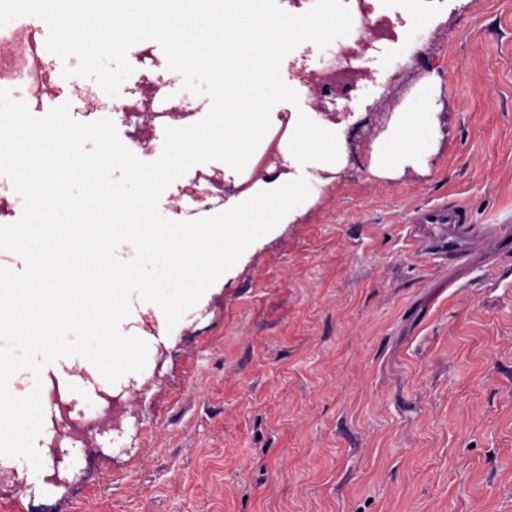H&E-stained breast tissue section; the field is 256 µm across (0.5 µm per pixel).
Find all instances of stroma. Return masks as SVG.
<instances>
[{"label":"stroma","mask_w":512,"mask_h":512,"mask_svg":"<svg viewBox=\"0 0 512 512\" xmlns=\"http://www.w3.org/2000/svg\"><path fill=\"white\" fill-rule=\"evenodd\" d=\"M398 37L368 50L347 127L371 124L377 67L408 37L400 6L371 0ZM438 23L421 52L439 137L427 161L372 175V145L330 175L318 202L277 226L145 369L100 387L125 431L90 432L95 455L44 462L61 486L14 469L0 512H512V250L437 267L407 242L415 209L454 199L473 231L512 218V0H425ZM127 51L143 76L180 87L158 42Z\"/></svg>","instance_id":"1"}]
</instances>
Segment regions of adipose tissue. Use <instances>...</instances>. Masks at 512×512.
<instances>
[{
  "mask_svg": "<svg viewBox=\"0 0 512 512\" xmlns=\"http://www.w3.org/2000/svg\"><path fill=\"white\" fill-rule=\"evenodd\" d=\"M431 89H423L373 151L372 171L384 175L423 165L438 136L436 118L430 108Z\"/></svg>",
  "mask_w": 512,
  "mask_h": 512,
  "instance_id": "ef3b65f1",
  "label": "adipose tissue"
}]
</instances>
